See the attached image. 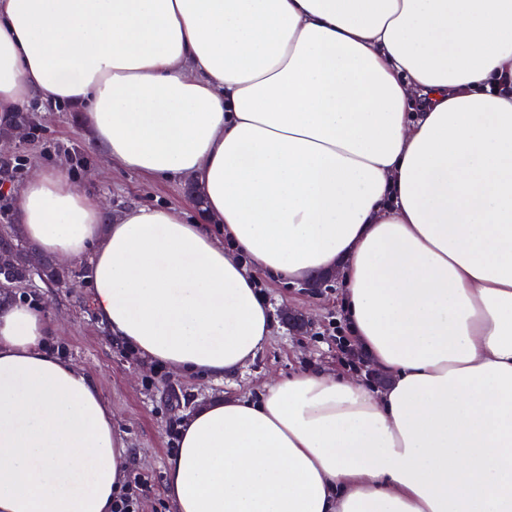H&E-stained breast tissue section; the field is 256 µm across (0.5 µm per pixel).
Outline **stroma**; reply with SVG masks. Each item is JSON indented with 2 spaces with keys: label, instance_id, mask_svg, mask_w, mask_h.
<instances>
[{
  "label": "stroma",
  "instance_id": "35a3bbf8",
  "mask_svg": "<svg viewBox=\"0 0 512 512\" xmlns=\"http://www.w3.org/2000/svg\"><path fill=\"white\" fill-rule=\"evenodd\" d=\"M28 115L30 138L15 153L19 172L0 185V207L27 181L30 170L66 167L72 181L99 196L107 216L130 203L173 206L198 219L195 187L190 180L153 179L111 166L88 145L81 132L78 111L66 104L44 106L33 102ZM81 276L70 287L50 288L42 281L18 290L20 300L44 306L56 326L54 346L75 363L100 389L123 434L129 456L128 473L147 477L151 489L141 501L140 512H174L163 494L166 463L175 448V430L199 401L221 395L246 394L268 378L307 367H323L351 376L359 365L343 360L339 338L346 333L340 303V285L319 295L303 293L299 285L261 278L262 294L272 307L275 324L269 344L256 360L236 376L216 381L185 377L164 366H147L125 345L112 339L94 314L91 286ZM303 314L315 323L305 335L294 331L288 317Z\"/></svg>",
  "mask_w": 512,
  "mask_h": 512
}]
</instances>
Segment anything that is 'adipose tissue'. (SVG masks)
<instances>
[{"mask_svg":"<svg viewBox=\"0 0 512 512\" xmlns=\"http://www.w3.org/2000/svg\"><path fill=\"white\" fill-rule=\"evenodd\" d=\"M34 99L203 200L107 224L58 169L15 196L141 360L233 377L274 332L260 277L335 274L386 379L200 404L175 512H512V0H0V125ZM53 334L0 300V512H112L128 448Z\"/></svg>","mask_w":512,"mask_h":512,"instance_id":"obj_1","label":"adipose tissue"}]
</instances>
